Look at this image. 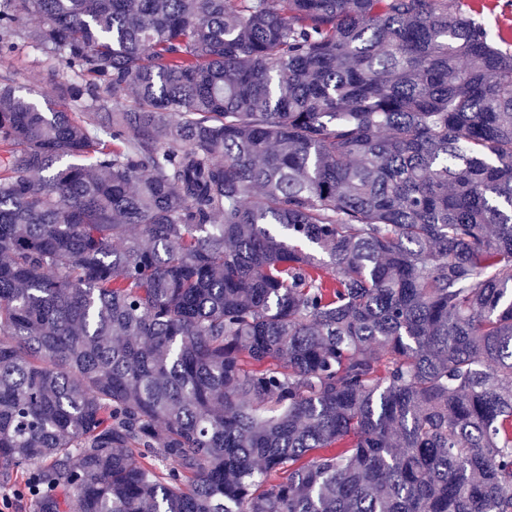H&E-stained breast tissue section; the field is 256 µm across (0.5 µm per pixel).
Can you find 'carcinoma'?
Segmentation results:
<instances>
[{
    "mask_svg": "<svg viewBox=\"0 0 512 512\" xmlns=\"http://www.w3.org/2000/svg\"><path fill=\"white\" fill-rule=\"evenodd\" d=\"M19 39L57 99L0 76L34 512H512L511 50L458 0H0Z\"/></svg>",
    "mask_w": 512,
    "mask_h": 512,
    "instance_id": "carcinoma-1",
    "label": "carcinoma"
}]
</instances>
